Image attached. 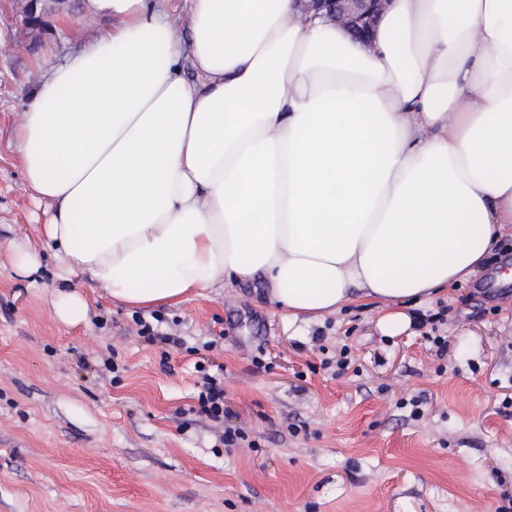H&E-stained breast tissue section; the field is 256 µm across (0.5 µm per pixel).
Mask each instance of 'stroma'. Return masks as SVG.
<instances>
[{
  "label": "stroma",
  "mask_w": 512,
  "mask_h": 512,
  "mask_svg": "<svg viewBox=\"0 0 512 512\" xmlns=\"http://www.w3.org/2000/svg\"><path fill=\"white\" fill-rule=\"evenodd\" d=\"M112 28L63 12L35 35L0 9V512H512L511 234L395 336L369 300L289 325L257 282L134 308L63 275L14 130L40 58ZM60 290L92 296L78 325L56 317ZM344 347L358 373L337 374ZM209 376L220 423L200 411ZM228 427L246 441L224 445Z\"/></svg>",
  "instance_id": "1"
}]
</instances>
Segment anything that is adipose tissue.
<instances>
[{"label": "adipose tissue", "mask_w": 512, "mask_h": 512, "mask_svg": "<svg viewBox=\"0 0 512 512\" xmlns=\"http://www.w3.org/2000/svg\"><path fill=\"white\" fill-rule=\"evenodd\" d=\"M159 3L84 0L116 31L15 128L66 272L133 307L258 281L291 322L366 298L395 336L512 228V0H386L366 43L307 0H192L185 43Z\"/></svg>", "instance_id": "obj_1"}]
</instances>
